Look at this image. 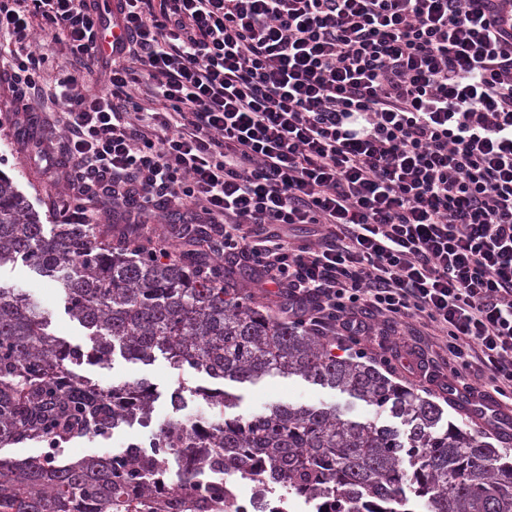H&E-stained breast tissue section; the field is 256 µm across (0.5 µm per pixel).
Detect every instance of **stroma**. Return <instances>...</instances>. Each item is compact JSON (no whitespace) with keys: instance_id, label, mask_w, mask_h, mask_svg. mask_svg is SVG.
<instances>
[{"instance_id":"obj_1","label":"stroma","mask_w":512,"mask_h":512,"mask_svg":"<svg viewBox=\"0 0 512 512\" xmlns=\"http://www.w3.org/2000/svg\"><path fill=\"white\" fill-rule=\"evenodd\" d=\"M50 102H42L37 111L26 123L41 126L45 116L54 114ZM16 116L8 104L0 99V172L15 180L25 194L30 205L40 213L46 224H78L82 221L78 200L69 195L56 176L34 162L38 144L25 137L21 125L25 123ZM0 284L19 288L51 314V329L72 346L88 348L86 330L72 320L61 306L62 288L56 281L36 275L23 265L0 268ZM83 375L102 386L127 380L146 382L157 389L155 407L159 418L170 416H205L210 412L209 405L201 397L186 396L180 401L172 400L171 394L177 380H185L191 387H215V380L206 374L192 370L174 369L164 357H157L145 364L114 354L109 365L83 364ZM226 390L239 398L237 414L249 416L264 411L276 403L295 406L336 407L353 419H378L380 423L391 424L388 414H377L374 407L352 399L339 390L320 386L302 378L267 377L261 381L238 383L225 381Z\"/></svg>"}]
</instances>
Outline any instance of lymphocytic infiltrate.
I'll list each match as a JSON object with an SVG mask.
<instances>
[{
	"instance_id": "f902f5d3",
	"label": "lymphocytic infiltrate",
	"mask_w": 512,
	"mask_h": 512,
	"mask_svg": "<svg viewBox=\"0 0 512 512\" xmlns=\"http://www.w3.org/2000/svg\"><path fill=\"white\" fill-rule=\"evenodd\" d=\"M128 39L98 40L91 0H0L10 102L47 95L34 19L66 34L52 95L70 190L145 227L173 224L252 269L289 324L405 366L390 328L446 338L426 382L512 404V0H124ZM162 101L146 111L144 98ZM296 224L309 236L291 235Z\"/></svg>"
}]
</instances>
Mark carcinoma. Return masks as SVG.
I'll return each mask as SVG.
<instances>
[{
  "label": "carcinoma",
  "mask_w": 512,
  "mask_h": 512,
  "mask_svg": "<svg viewBox=\"0 0 512 512\" xmlns=\"http://www.w3.org/2000/svg\"><path fill=\"white\" fill-rule=\"evenodd\" d=\"M22 263L58 281L67 315L88 331L85 352L49 331L48 311L21 291L0 286V448L27 441L63 443L95 434L116 417L150 407L151 386L104 390L76 371L104 364L111 349L213 379L255 383L297 375L338 389L405 429L352 420L337 409L281 404L230 417L237 396L201 394L214 425L204 461L265 464L294 488L335 491L330 512H391L414 495L431 512H512V450L493 448L462 428L441 424L444 409L384 375L363 358L332 354L312 331L269 317L228 296L203 261L162 258L149 248L114 247L96 224L45 229L14 180L0 173V267ZM166 445L133 455L120 468L100 456L68 459L58 448L14 460L0 457V512H153L163 459L187 444L175 426Z\"/></svg>",
  "instance_id": "cac0c4a2"
}]
</instances>
